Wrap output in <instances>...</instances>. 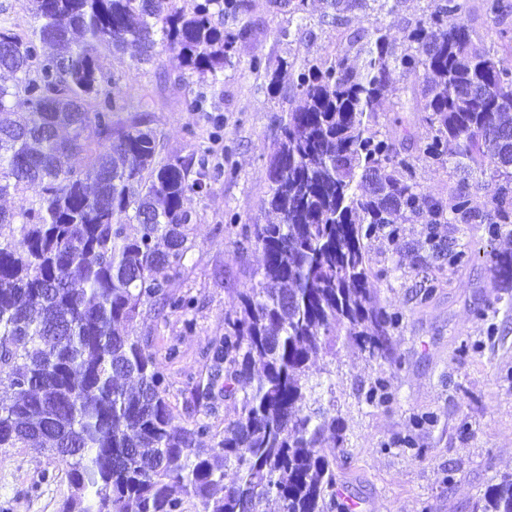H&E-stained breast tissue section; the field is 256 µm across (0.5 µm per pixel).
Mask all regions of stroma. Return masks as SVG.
I'll list each match as a JSON object with an SVG mask.
<instances>
[{"label": "stroma", "mask_w": 512, "mask_h": 512, "mask_svg": "<svg viewBox=\"0 0 512 512\" xmlns=\"http://www.w3.org/2000/svg\"><path fill=\"white\" fill-rule=\"evenodd\" d=\"M250 4L253 34L238 42L204 113L182 106L184 91L164 46H156L149 65L127 54L101 53L103 67L119 77L121 92L144 104L160 138L161 158L211 147L206 116L224 120L219 161L235 176L212 180L206 193L184 202L193 217L194 246L172 290L195 305L184 315L146 310L134 324L168 376L174 421L185 427L206 412L189 394L207 375L204 354L223 336L224 317L235 311L237 295L258 280L261 253L225 233L224 226L232 217L241 224L272 219L265 206L268 165L278 121L298 101L297 69L307 60L354 56L353 34L373 22L403 43L408 27L428 13L430 0H401L391 14L357 11L339 26L322 23L320 0H306L300 24L275 0ZM465 19L477 48L501 52L512 44L500 36L512 29V14L498 25L485 15L482 0H465ZM255 56L277 65V72L253 71ZM400 108L413 132L424 135L418 89L395 72L378 109L380 131L390 129ZM416 180L426 194L445 200L459 175L451 165L421 160ZM438 231L451 247L471 252V260L419 268L413 246L424 237L421 224L402 225L399 239L369 243L370 285L381 306L401 316L390 331L386 361L342 343L335 355L311 361L312 380L333 390L345 438L339 491L357 504V512H474L486 487L512 474V292L492 287L488 271L490 253L512 252V234L489 236L487 225L477 221L442 224ZM172 345L178 357L170 361L166 351ZM378 380L390 399L367 403ZM65 470L61 461L31 449H8L0 463V512H59L70 494Z\"/></svg>", "instance_id": "stroma-1"}]
</instances>
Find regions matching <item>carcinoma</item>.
<instances>
[{
	"label": "carcinoma",
	"mask_w": 512,
	"mask_h": 512,
	"mask_svg": "<svg viewBox=\"0 0 512 512\" xmlns=\"http://www.w3.org/2000/svg\"><path fill=\"white\" fill-rule=\"evenodd\" d=\"M33 24H0V449L30 448L63 461L72 493L60 512H184L179 485L197 512H347L327 436L344 443L334 398L310 380L321 351L352 343L386 357L400 321L379 305L364 240H394L426 225L422 268L460 265L468 252L443 243L436 224H470L472 189H491L484 221L497 235L512 224V50L479 52L461 18L462 0H431L398 48L372 24L352 43L363 67L337 56L301 65L297 106L282 118L266 201L274 224H243L260 251V279L224 317L208 353L207 383L191 389L207 413L240 398L221 434L206 420L174 422L168 383L148 345L126 331L140 310L187 313L192 299L170 291L187 253V194L225 174L211 151L159 158L146 116L109 90L118 78L99 50L157 43L177 80L215 89L239 40L226 13L249 0H199L190 14L174 0H29ZM322 22L339 25L369 0H325ZM450 15L458 16L452 25ZM421 85L427 130L405 119L375 129L392 72ZM207 96L183 106L205 112ZM412 145L409 152L406 145ZM85 156L80 169L69 158ZM450 162L460 180L449 200L426 195L418 160ZM39 193L21 196L29 185ZM490 279L512 288V253H493ZM211 437V448L202 439ZM235 480L224 482L227 470ZM478 512H512V474L491 485Z\"/></svg>",
	"instance_id": "carcinoma-1"
}]
</instances>
